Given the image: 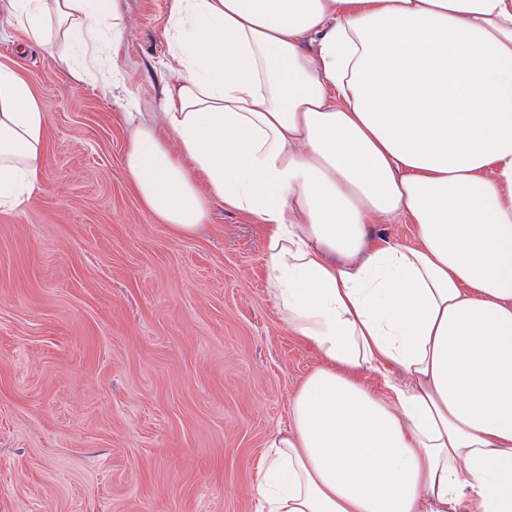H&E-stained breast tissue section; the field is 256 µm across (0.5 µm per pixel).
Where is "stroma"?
<instances>
[{"label":"stroma","mask_w":512,"mask_h":512,"mask_svg":"<svg viewBox=\"0 0 512 512\" xmlns=\"http://www.w3.org/2000/svg\"><path fill=\"white\" fill-rule=\"evenodd\" d=\"M122 83L24 41L0 62L46 117L40 187L0 211V512H256L257 463L317 362L278 321L254 222L212 207L174 237L123 166L157 112L172 0H119Z\"/></svg>","instance_id":"obj_1"}]
</instances>
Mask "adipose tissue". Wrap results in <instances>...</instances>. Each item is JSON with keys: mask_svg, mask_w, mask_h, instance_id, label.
<instances>
[{"mask_svg": "<svg viewBox=\"0 0 512 512\" xmlns=\"http://www.w3.org/2000/svg\"><path fill=\"white\" fill-rule=\"evenodd\" d=\"M174 2L164 110L126 115L132 187L178 237L215 205L258 224L275 313L319 357L257 512H512V0ZM10 7L120 77L119 0ZM45 137L0 62V211L38 190ZM397 218L413 241L372 233Z\"/></svg>", "mask_w": 512, "mask_h": 512, "instance_id": "1", "label": "adipose tissue"}]
</instances>
